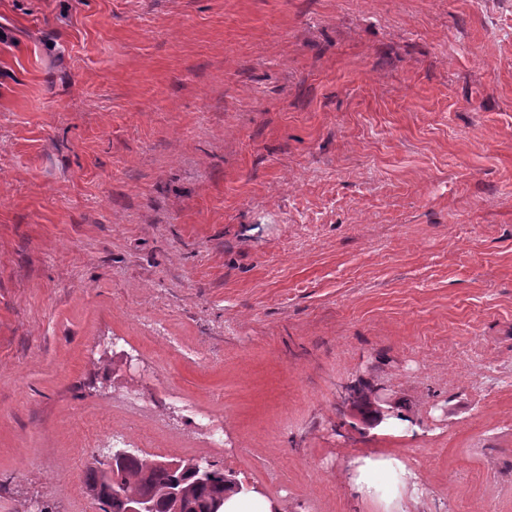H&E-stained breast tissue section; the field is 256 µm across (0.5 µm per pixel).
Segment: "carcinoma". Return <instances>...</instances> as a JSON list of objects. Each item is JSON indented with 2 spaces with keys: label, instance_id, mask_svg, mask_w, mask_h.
I'll return each instance as SVG.
<instances>
[{
  "label": "carcinoma",
  "instance_id": "carcinoma-1",
  "mask_svg": "<svg viewBox=\"0 0 512 512\" xmlns=\"http://www.w3.org/2000/svg\"><path fill=\"white\" fill-rule=\"evenodd\" d=\"M187 464L129 454L111 467L96 459L88 467L86 489L101 512H126L128 502L143 495L151 497L156 512H222L224 495L232 490L224 471L214 469L209 479L199 480Z\"/></svg>",
  "mask_w": 512,
  "mask_h": 512
}]
</instances>
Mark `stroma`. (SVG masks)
<instances>
[{
    "mask_svg": "<svg viewBox=\"0 0 512 512\" xmlns=\"http://www.w3.org/2000/svg\"><path fill=\"white\" fill-rule=\"evenodd\" d=\"M0 30V512H100L110 426L282 512H512V0H0ZM364 459L406 469L368 494ZM188 414L186 418L188 419L189 425L193 426L201 431H205L210 436V444L214 448H220L224 445V428L222 426V421L218 419L208 418L207 420L197 419L196 414H194L190 410H186Z\"/></svg>",
    "mask_w": 512,
    "mask_h": 512,
    "instance_id": "stroma-1",
    "label": "stroma"
}]
</instances>
